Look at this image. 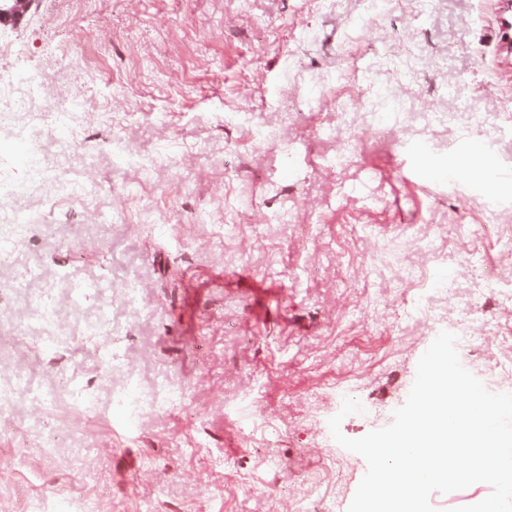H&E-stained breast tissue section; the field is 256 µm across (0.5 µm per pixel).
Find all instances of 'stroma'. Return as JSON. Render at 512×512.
Wrapping results in <instances>:
<instances>
[{
	"mask_svg": "<svg viewBox=\"0 0 512 512\" xmlns=\"http://www.w3.org/2000/svg\"><path fill=\"white\" fill-rule=\"evenodd\" d=\"M505 37L500 0H34L0 29V76L45 106L82 93L72 176L97 189L90 208L41 194L0 132L31 220L0 255V378L31 391L0 421V512H347L367 463L329 419L352 392L343 435L389 425L463 304L462 365L512 391V298L490 282L512 273ZM33 295L76 335L57 354ZM110 342L126 363L104 378ZM129 382L187 384L194 406L129 424ZM81 390L97 407L76 423ZM112 402L116 407L135 417L138 416L142 408L131 383L126 384L119 391H114Z\"/></svg>",
	"mask_w": 512,
	"mask_h": 512,
	"instance_id": "35a3bbf8",
	"label": "stroma"
}]
</instances>
